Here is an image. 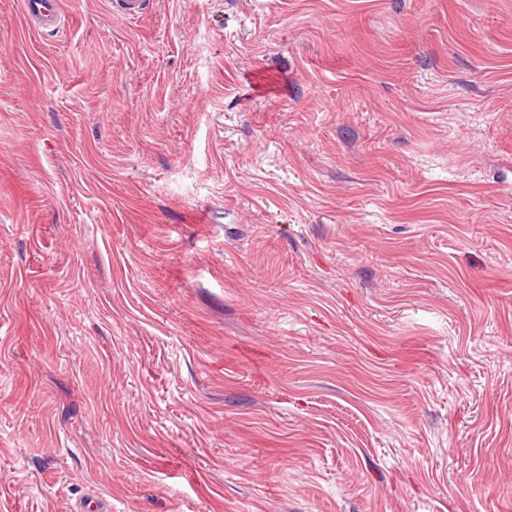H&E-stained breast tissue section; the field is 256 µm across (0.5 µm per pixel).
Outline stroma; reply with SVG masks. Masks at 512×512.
I'll return each instance as SVG.
<instances>
[{
  "label": "stroma",
  "instance_id": "35a3bbf8",
  "mask_svg": "<svg viewBox=\"0 0 512 512\" xmlns=\"http://www.w3.org/2000/svg\"><path fill=\"white\" fill-rule=\"evenodd\" d=\"M0 0V512H512V0ZM22 7L25 20L38 33H57L65 24L60 0H23ZM72 512H112V502L99 494H87L70 506Z\"/></svg>",
  "mask_w": 512,
  "mask_h": 512
}]
</instances>
